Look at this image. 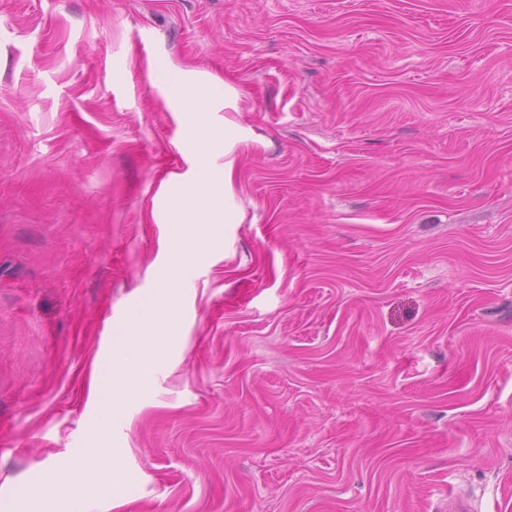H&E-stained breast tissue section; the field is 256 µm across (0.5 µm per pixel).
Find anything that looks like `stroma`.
I'll return each instance as SVG.
<instances>
[{"label":"stroma","mask_w":512,"mask_h":512,"mask_svg":"<svg viewBox=\"0 0 512 512\" xmlns=\"http://www.w3.org/2000/svg\"><path fill=\"white\" fill-rule=\"evenodd\" d=\"M172 68L238 93L236 221L69 512H512V0H0V499L162 299Z\"/></svg>","instance_id":"obj_1"}]
</instances>
